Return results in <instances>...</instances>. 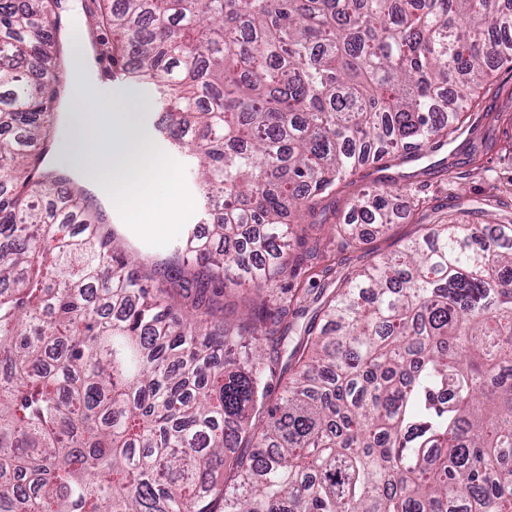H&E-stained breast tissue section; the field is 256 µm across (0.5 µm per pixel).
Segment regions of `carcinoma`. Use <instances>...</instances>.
I'll return each mask as SVG.
<instances>
[{
	"mask_svg": "<svg viewBox=\"0 0 512 512\" xmlns=\"http://www.w3.org/2000/svg\"><path fill=\"white\" fill-rule=\"evenodd\" d=\"M62 0L0 4V512H512V220L348 278L269 400L285 218L433 152L512 70V0H88L197 162L207 234L156 284L47 161ZM386 188L361 224L394 223ZM248 309L224 311L229 286Z\"/></svg>",
	"mask_w": 512,
	"mask_h": 512,
	"instance_id": "obj_1",
	"label": "carcinoma"
}]
</instances>
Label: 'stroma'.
Returning <instances> with one entry per match:
<instances>
[{
	"label": "stroma",
	"mask_w": 512,
	"mask_h": 512,
	"mask_svg": "<svg viewBox=\"0 0 512 512\" xmlns=\"http://www.w3.org/2000/svg\"><path fill=\"white\" fill-rule=\"evenodd\" d=\"M490 82L492 92L481 93L480 109L472 112L448 145L425 157L357 169L346 185L324 199L320 223L294 225L298 238L317 241L319 256L306 257L299 242L291 246L288 286L298 296L288 318L291 340H298L346 274L400 249L422 234L426 225L442 218L460 224L512 218V71L496 70ZM380 186L401 189L400 219L363 243L347 244L339 226L354 197ZM100 208L105 232L112 234L119 251L133 259L139 275L153 276L173 261V246L148 245L122 221L112 203H101Z\"/></svg>",
	"instance_id": "35a3bbf8"
}]
</instances>
